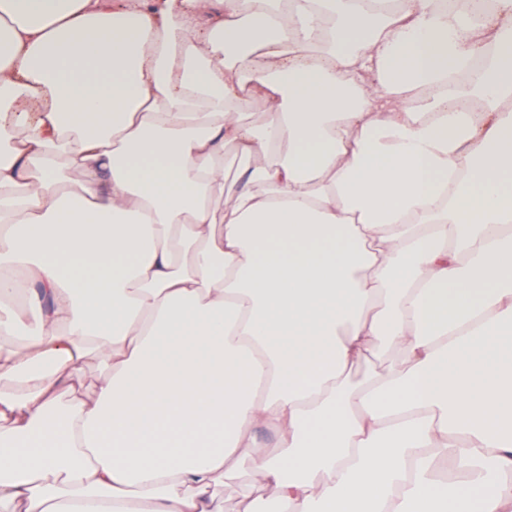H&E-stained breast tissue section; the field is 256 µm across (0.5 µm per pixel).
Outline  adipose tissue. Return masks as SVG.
Returning <instances> with one entry per match:
<instances>
[{"instance_id": "1", "label": "adipose tissue", "mask_w": 512, "mask_h": 512, "mask_svg": "<svg viewBox=\"0 0 512 512\" xmlns=\"http://www.w3.org/2000/svg\"><path fill=\"white\" fill-rule=\"evenodd\" d=\"M489 10L0 0V512H512ZM402 365V358L395 352L384 353L374 357L363 368L353 373V379L359 380L365 374H383L391 369L399 368Z\"/></svg>"}]
</instances>
